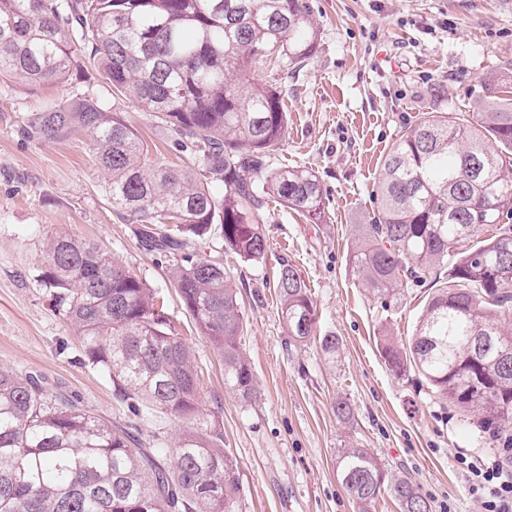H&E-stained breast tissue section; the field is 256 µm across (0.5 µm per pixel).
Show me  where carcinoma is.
<instances>
[{"label": "carcinoma", "instance_id": "1", "mask_svg": "<svg viewBox=\"0 0 512 512\" xmlns=\"http://www.w3.org/2000/svg\"><path fill=\"white\" fill-rule=\"evenodd\" d=\"M317 47L299 0H0L1 77L54 83L87 63L193 154L182 169H144L137 133L92 96L24 126L37 139H89L112 205L135 217L139 241L181 257L174 288L221 356L224 387L244 402L256 381L236 289L220 258L196 259L189 244L207 239L220 253L265 260L266 195L325 223L317 175L270 168L288 127L278 87L237 83L252 68L299 70ZM373 193L379 216L355 225L349 254L361 284L381 298L409 277L440 284L407 344L383 338V357L398 373L417 368L437 396L495 434L512 421V355L499 358L512 352V87L493 85L473 122L431 112L406 129ZM41 282L78 332L84 363L109 376L132 415L146 407L191 426L165 449L140 448L129 426L50 392L37 374L1 367L0 512H235L239 468L224 434L200 418L192 353L154 292L104 247L68 234L47 239ZM276 288L288 335L311 340L312 298L285 260ZM336 467L358 512L385 495L400 512H431L410 477L365 448L341 449Z\"/></svg>", "mask_w": 512, "mask_h": 512}]
</instances>
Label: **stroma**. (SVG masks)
Returning a JSON list of instances; mask_svg holds the SVG:
<instances>
[{
    "label": "stroma",
    "instance_id": "35a3bbf8",
    "mask_svg": "<svg viewBox=\"0 0 512 512\" xmlns=\"http://www.w3.org/2000/svg\"><path fill=\"white\" fill-rule=\"evenodd\" d=\"M302 2L318 49L277 83L288 128L272 166L314 171L329 200L327 220L306 223L268 200L261 209L266 260L222 255L244 313L241 344L256 399L225 389L220 356L170 283L172 258L141 247L131 222L117 215L87 139L23 136L32 113L89 95L138 131L146 167L192 164L153 113L93 73L40 86L19 75L0 78V366L44 375L96 416L130 418L111 380L84 364L78 336L40 280L46 238L91 240L158 291L191 349L202 416L221 429L240 471L235 512H357L336 472L344 448L368 449L388 470L409 472L432 512H484L463 460L496 452L498 441L480 431L477 417L436 397L417 370L396 373L381 353L382 337L412 336L432 288L411 283L380 299L360 284L348 253L355 225L377 209L374 185L404 129L428 112L472 118L490 81H512V0ZM282 258L310 290L317 333L339 337L336 354L289 336L275 288ZM339 400L352 410L348 421L336 417ZM133 421L146 444L181 428L148 409Z\"/></svg>",
    "mask_w": 512,
    "mask_h": 512
}]
</instances>
